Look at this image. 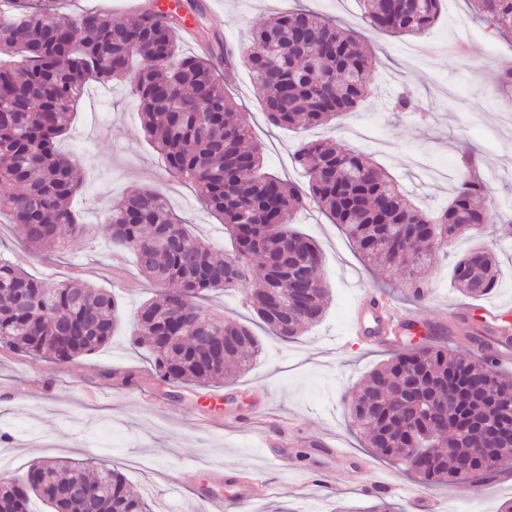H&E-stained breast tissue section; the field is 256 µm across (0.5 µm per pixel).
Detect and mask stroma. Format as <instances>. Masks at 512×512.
Listing matches in <instances>:
<instances>
[{
	"instance_id": "obj_1",
	"label": "stroma",
	"mask_w": 512,
	"mask_h": 512,
	"mask_svg": "<svg viewBox=\"0 0 512 512\" xmlns=\"http://www.w3.org/2000/svg\"><path fill=\"white\" fill-rule=\"evenodd\" d=\"M197 24L226 43L246 42L251 28L285 10L336 19L361 35L377 62L371 93L332 127L282 131L270 126L248 70H239L229 93L247 112L265 167L303 181L294 153L300 142L336 140L370 155L418 207L436 211L452 198L460 161L475 157L490 191L489 209L512 219V84L499 80L512 61V39L475 17L469 0H443L438 21L419 35L369 29L358 0H201ZM411 93L414 109L389 104ZM60 149L74 155L82 186L75 206L85 223L134 186L152 185L186 222L189 232L217 253L230 251L224 227L194 187L172 178L163 156L146 139L138 103L127 82L92 81L79 101ZM294 225L323 253L329 289L323 321L290 341L258 327L243 293L214 291L209 306L220 316L254 326L262 350L235 379L207 387L157 380L146 350L130 342L133 315L156 286L132 256L104 237H81L41 254L20 245L11 224L0 223V256L55 284L92 265L91 283L111 289L118 325L111 344L60 363L0 349V464L20 474L42 459L88 460L120 470L130 489L168 512H200L194 486L221 494L224 512H369L377 502L392 512H417L411 501L421 480L403 464L376 456L352 425L350 397L392 350L358 343L350 334L361 290L384 293L399 315L420 314L430 328L474 322L476 305L501 306L512 326V234L488 228L486 244L502 269L497 288L475 300L452 288L453 253L434 251L430 292L414 300L397 275L370 268L337 225L318 209L299 211ZM337 436L344 458L318 445ZM288 438L294 469L271 463V444ZM389 483L382 492L378 483ZM429 493L443 512H498L512 498V471L466 483H436Z\"/></svg>"
}]
</instances>
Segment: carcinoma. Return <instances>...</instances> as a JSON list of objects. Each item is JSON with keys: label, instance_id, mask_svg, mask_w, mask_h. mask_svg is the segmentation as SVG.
<instances>
[{"label": "carcinoma", "instance_id": "cac0c4a2", "mask_svg": "<svg viewBox=\"0 0 512 512\" xmlns=\"http://www.w3.org/2000/svg\"><path fill=\"white\" fill-rule=\"evenodd\" d=\"M0 16V215L7 214L21 242L31 248L61 245L71 237L102 235L131 251L140 271L158 286L138 309L132 344L150 354L155 376L168 384L206 385L246 370L260 340L246 325L224 320L201 300L216 290L248 289L249 264L262 260L263 281L246 298L276 335L292 339L325 314L328 288L319 276L317 243L292 227L294 214L311 202L351 240L363 261L403 278L415 299L429 293L432 253L452 248L465 234L479 237L499 216L479 204L488 186L470 173L448 206L423 211L395 179L370 158L342 144L310 141L294 160L307 177L297 184L262 172L261 147L246 113L225 90L239 66L248 69L268 122L278 128L328 125L370 93L376 57L357 36L306 11L283 12L256 24L249 42L235 48L215 39L209 55L180 56L185 17L144 10L115 19L89 13L69 20L51 0H13ZM441 0H363L371 28L420 34L436 21ZM476 15L499 34L512 36V0H471ZM125 80L139 103L142 130L164 156L170 175L194 184L210 212L225 226L234 253L221 259L190 236L163 192L132 189L90 226L73 208L77 163L59 150L74 106L89 80ZM496 255L473 246L452 269L458 290L483 296L498 285ZM117 305L112 293L73 277L40 281L0 257V347L33 357L69 362L112 342ZM204 336H234L226 351ZM483 354L456 352L443 340L407 346L374 369L356 392L351 423L383 457L429 462L422 480L461 482L512 469V454L490 460L482 442L454 421L469 416L502 431L512 447V376L496 369L494 344L467 328ZM448 402L434 413L427 395ZM0 475L25 487L19 497L0 487V512H30L31 500L54 512H153L152 501L130 491L126 477L105 465L41 460L21 476ZM78 485L83 494L71 493Z\"/></svg>", "mask_w": 512, "mask_h": 512}]
</instances>
